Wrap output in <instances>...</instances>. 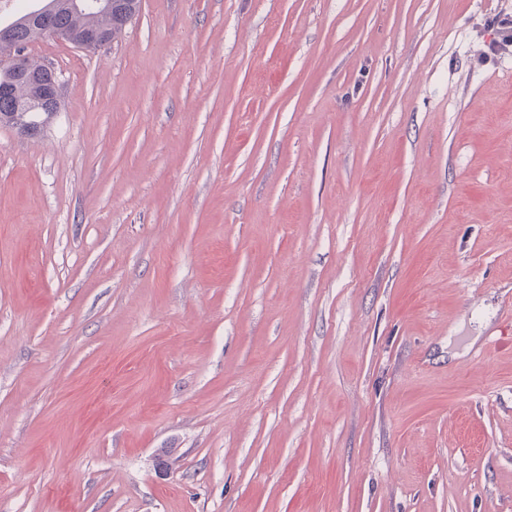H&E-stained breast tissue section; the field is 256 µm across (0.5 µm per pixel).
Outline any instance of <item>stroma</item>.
<instances>
[{"label":"stroma","mask_w":512,"mask_h":512,"mask_svg":"<svg viewBox=\"0 0 512 512\" xmlns=\"http://www.w3.org/2000/svg\"><path fill=\"white\" fill-rule=\"evenodd\" d=\"M512 0H141L0 124V512H512ZM490 25L496 30V38L489 44L488 50L492 55L502 54V52H511L512 47V17L497 15L491 21Z\"/></svg>","instance_id":"obj_1"}]
</instances>
